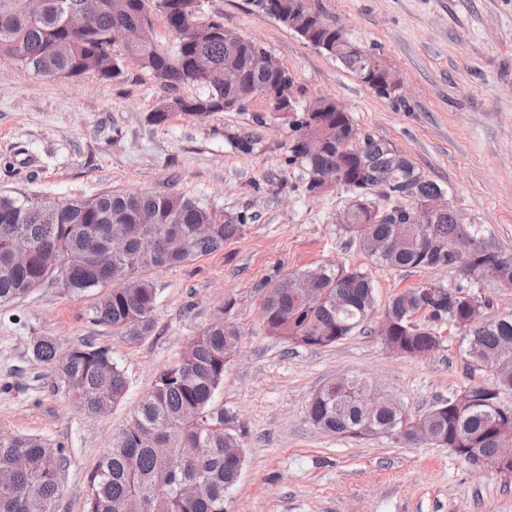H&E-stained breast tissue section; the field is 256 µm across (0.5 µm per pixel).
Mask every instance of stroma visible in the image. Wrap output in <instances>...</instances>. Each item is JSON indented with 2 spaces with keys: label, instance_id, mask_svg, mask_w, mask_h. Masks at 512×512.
I'll use <instances>...</instances> for the list:
<instances>
[{
  "label": "stroma",
  "instance_id": "1",
  "mask_svg": "<svg viewBox=\"0 0 512 512\" xmlns=\"http://www.w3.org/2000/svg\"><path fill=\"white\" fill-rule=\"evenodd\" d=\"M307 4L381 58L403 85L404 105L377 97L251 0H205L204 9L280 59L300 104L321 97L345 104L362 131L449 188L464 223L512 254V0ZM160 95L158 82L132 64L114 81L92 72L58 81L0 63V195L64 202L173 187L248 216L223 249L151 272L158 302L154 330L142 341L90 322L94 293L73 298L56 282L0 304V436L34 433L65 447L57 512H82L88 476L113 436L219 313L241 332L214 397L243 431L245 462L228 512H512V477L427 442L327 433L308 415L315 393L343 375L367 381L414 417L456 396L472 379L453 329L439 326L441 349L412 359L389 350L374 322L336 345L304 347L269 336L261 315L276 282L324 265L369 271L380 312L395 294L440 282L470 288L491 300L493 312L507 313L512 288L458 269L375 264L337 222L350 194L305 192L302 171L288 163L290 129L266 100L202 122L178 115L156 125L149 115ZM256 113L265 125H253ZM243 128L257 139L253 153L227 140ZM42 335L66 349L86 341L109 347L130 382L124 401L90 417L51 393L48 371L30 353L31 338Z\"/></svg>",
  "mask_w": 512,
  "mask_h": 512
}]
</instances>
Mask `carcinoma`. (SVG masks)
I'll return each instance as SVG.
<instances>
[{"mask_svg": "<svg viewBox=\"0 0 512 512\" xmlns=\"http://www.w3.org/2000/svg\"><path fill=\"white\" fill-rule=\"evenodd\" d=\"M201 2L0 0V62L64 80L91 71L115 80L126 62L153 78L162 74L164 95L151 111L156 125L174 115L203 121L213 111L244 112L258 97L272 100L262 69L248 72L230 89L203 82V66L222 68L226 56L250 57L265 47L230 35L208 36L224 22L205 15ZM75 11L89 14L87 28H69L68 16ZM159 18L172 34L192 23L195 29L189 37L163 42L156 36ZM120 26L138 27L141 36L116 54L110 35ZM328 55L359 78L372 74L366 57L334 50ZM190 87L198 92L187 94ZM276 116L293 132L288 163L305 170L308 193L316 191L320 170H340L343 187L355 194L345 232L375 263L396 269L463 267L474 275L498 260L509 263L506 276L512 281V257L488 245L481 228L462 223L453 208L429 224L410 223L418 204L445 188L393 144L362 132L350 113ZM227 140L243 154L253 153L256 145L250 132ZM247 221L243 212L213 209L178 191L104 194L61 205L0 196V304L24 298L47 280L72 296L94 290L90 320L140 341L154 329L157 289L149 273L217 251L238 237ZM465 231L477 246L471 255L458 257L452 243ZM151 237L161 243L154 251L145 246ZM43 240L53 248L25 250ZM375 308L368 272L323 266L278 282L262 305L270 335L306 347L332 346L355 335ZM489 308L490 300L467 288L428 282L393 296L380 327L385 343L414 358L425 348L440 350L436 326L451 324L465 342L473 374L482 370L486 355L501 353L497 373L469 386L462 401L446 400L448 414L432 417L429 425L447 447L476 448L484 455L512 445V406L498 402L502 392L512 390V314H490ZM239 341L235 326L211 323L175 365L157 376L90 474L83 512H122L132 498L145 504V512H227V493L244 461L225 460L224 449L243 447L242 431L235 414L214 406L213 395L224 381L225 357ZM30 352L50 372V391L75 401L88 416L110 410L128 391L124 370L105 346L85 342L64 351L55 337L44 335L32 338ZM360 389L357 380L328 381L311 400V421L329 433L355 437L367 426L411 442L406 422L391 406L364 416L352 398ZM66 462L64 448L48 446L40 435L0 437V512H56Z\"/></svg>", "mask_w": 512, "mask_h": 512, "instance_id": "1", "label": "carcinoma"}]
</instances>
